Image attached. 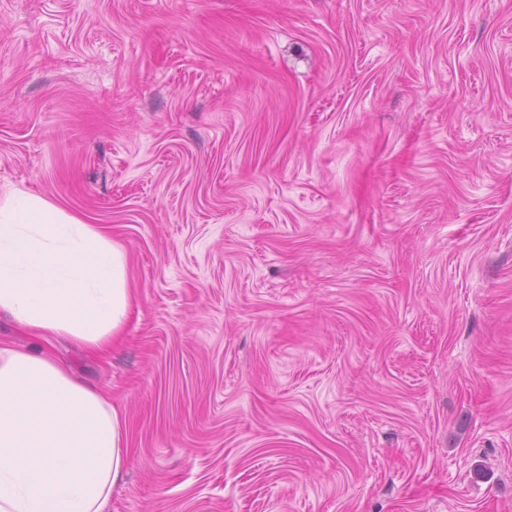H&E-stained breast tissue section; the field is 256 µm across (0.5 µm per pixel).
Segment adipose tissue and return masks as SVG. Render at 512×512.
<instances>
[{
	"instance_id": "ef3b65f1",
	"label": "adipose tissue",
	"mask_w": 512,
	"mask_h": 512,
	"mask_svg": "<svg viewBox=\"0 0 512 512\" xmlns=\"http://www.w3.org/2000/svg\"><path fill=\"white\" fill-rule=\"evenodd\" d=\"M133 306L125 250L43 196H0V315L93 352ZM128 456L111 401L45 350L0 343V512H107Z\"/></svg>"
}]
</instances>
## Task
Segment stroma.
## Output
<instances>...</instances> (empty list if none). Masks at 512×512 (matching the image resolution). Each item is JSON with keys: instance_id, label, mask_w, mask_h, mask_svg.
I'll return each instance as SVG.
<instances>
[{"instance_id": "stroma-1", "label": "stroma", "mask_w": 512, "mask_h": 512, "mask_svg": "<svg viewBox=\"0 0 512 512\" xmlns=\"http://www.w3.org/2000/svg\"><path fill=\"white\" fill-rule=\"evenodd\" d=\"M107 228L108 512H512V0H0V194Z\"/></svg>"}]
</instances>
